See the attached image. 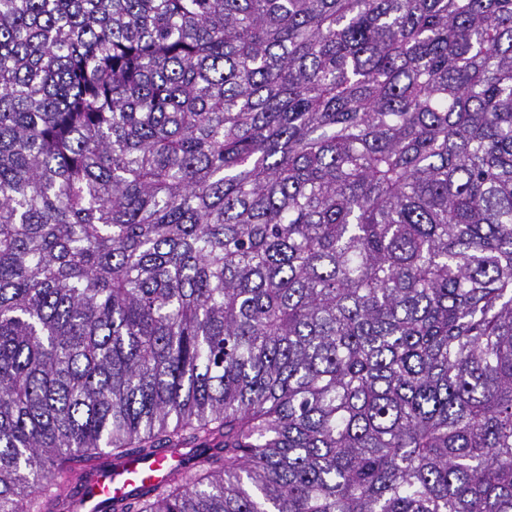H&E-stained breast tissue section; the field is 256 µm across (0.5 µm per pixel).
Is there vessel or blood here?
<instances>
[{
	"label": "vessel or blood",
	"instance_id": "vessel-or-blood-1",
	"mask_svg": "<svg viewBox=\"0 0 512 512\" xmlns=\"http://www.w3.org/2000/svg\"><path fill=\"white\" fill-rule=\"evenodd\" d=\"M185 461V454L167 450L149 457L134 454L117 465L96 468L83 494L85 512H97L104 498L127 494L145 483L166 481Z\"/></svg>",
	"mask_w": 512,
	"mask_h": 512
}]
</instances>
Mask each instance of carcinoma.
<instances>
[{"mask_svg":"<svg viewBox=\"0 0 512 512\" xmlns=\"http://www.w3.org/2000/svg\"><path fill=\"white\" fill-rule=\"evenodd\" d=\"M512 512V0H0V512ZM185 461L186 454L167 450L149 457L133 454L113 467H98L90 476L88 488L83 494L82 508L93 512L104 498L125 495L144 483L164 482Z\"/></svg>","mask_w":512,"mask_h":512,"instance_id":"obj_1","label":"carcinoma"}]
</instances>
